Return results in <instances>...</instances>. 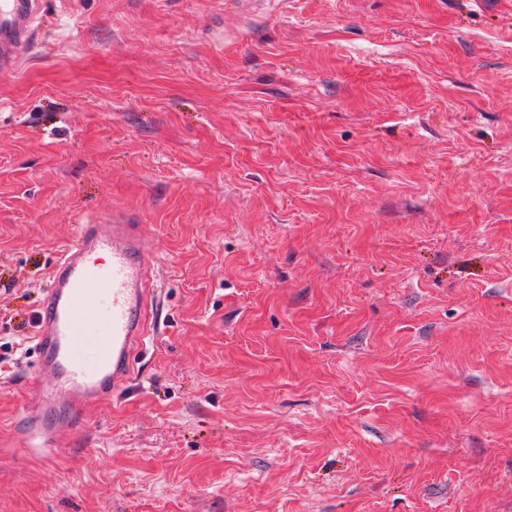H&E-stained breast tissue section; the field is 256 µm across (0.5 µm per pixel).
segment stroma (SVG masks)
I'll use <instances>...</instances> for the list:
<instances>
[{
  "mask_svg": "<svg viewBox=\"0 0 512 512\" xmlns=\"http://www.w3.org/2000/svg\"><path fill=\"white\" fill-rule=\"evenodd\" d=\"M0 76V512H512V0H43ZM158 335L19 446L77 222Z\"/></svg>",
  "mask_w": 512,
  "mask_h": 512,
  "instance_id": "1",
  "label": "stroma"
}]
</instances>
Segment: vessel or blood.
Masks as SVG:
<instances>
[{
    "label": "vessel or blood",
    "instance_id": "vessel-or-blood-1",
    "mask_svg": "<svg viewBox=\"0 0 512 512\" xmlns=\"http://www.w3.org/2000/svg\"><path fill=\"white\" fill-rule=\"evenodd\" d=\"M42 0H0V74L13 73L30 41ZM159 268L143 226L129 214L84 220L55 264L43 295L34 343L37 372L23 407V448L53 453L82 420L135 371L156 334Z\"/></svg>",
    "mask_w": 512,
    "mask_h": 512
}]
</instances>
